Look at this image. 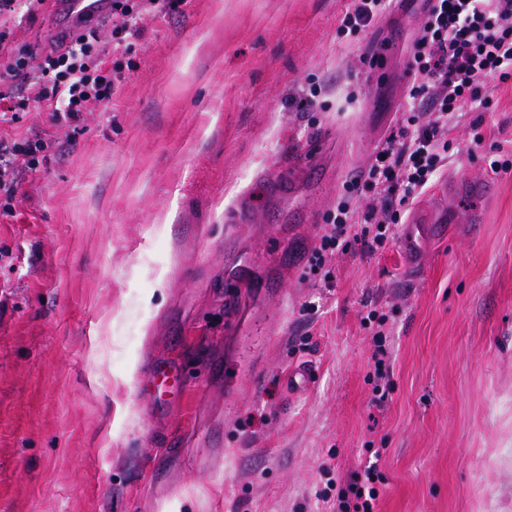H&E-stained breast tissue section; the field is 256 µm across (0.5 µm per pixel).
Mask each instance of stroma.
<instances>
[{"mask_svg":"<svg viewBox=\"0 0 512 512\" xmlns=\"http://www.w3.org/2000/svg\"><path fill=\"white\" fill-rule=\"evenodd\" d=\"M349 4L188 0L143 18L105 111L75 128L45 112L0 127L17 139L42 130L52 155L0 217V512H324L328 479L372 458L386 478L379 512H512V172L487 162L488 142L512 131V82L485 79L493 106L464 108L448 133V161L415 206L456 222L426 242L419 272L397 238L339 255L331 289L285 261L299 242L316 246L406 104L418 8L388 0L346 40L336 28ZM50 11L44 0L33 21H8L12 44L53 49ZM314 82L324 105L301 109ZM317 132L316 164L269 206L267 183ZM484 177L490 195L444 193ZM242 195L256 221L239 233L249 267L229 291L228 210ZM473 211L480 223L463 222ZM229 292L246 326L227 321ZM372 308L391 326L381 400L361 324ZM215 351L231 361L226 377L207 373ZM154 361L185 371L161 414ZM300 362L316 379L289 402L282 380ZM204 416L226 433L223 455L190 445L169 496L147 497L165 442Z\"/></svg>","mask_w":512,"mask_h":512,"instance_id":"stroma-1","label":"stroma"}]
</instances>
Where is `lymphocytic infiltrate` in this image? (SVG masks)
<instances>
[{"instance_id":"lymphocytic-infiltrate-1","label":"lymphocytic infiltrate","mask_w":512,"mask_h":512,"mask_svg":"<svg viewBox=\"0 0 512 512\" xmlns=\"http://www.w3.org/2000/svg\"><path fill=\"white\" fill-rule=\"evenodd\" d=\"M187 0H112V30L77 33L65 49L39 55L9 47L0 30V124L23 112H50L72 125L94 106L110 104L122 88V65L106 66V54L124 55L143 36L144 14H172ZM411 87L405 107L376 148L370 165L347 186L310 258V272L331 285L335 255L384 250L411 206L431 188L448 159V127L464 106L486 102L484 79L512 80V0H424L412 40ZM41 135L0 137V216L14 214L24 176L48 162ZM383 475L367 465L337 492H320L326 512H378Z\"/></svg>"}]
</instances>
